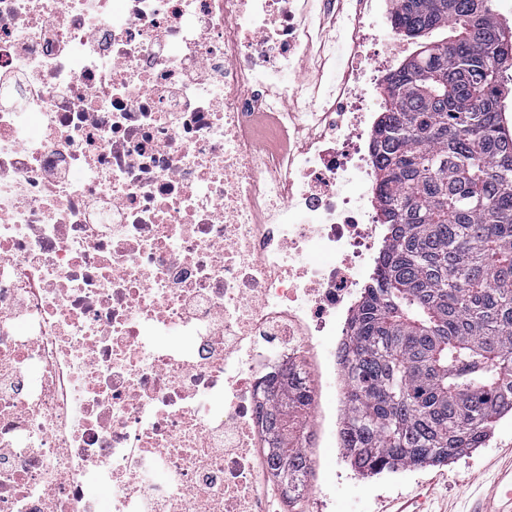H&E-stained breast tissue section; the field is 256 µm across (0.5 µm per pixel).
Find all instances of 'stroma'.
Returning <instances> with one entry per match:
<instances>
[{"label": "stroma", "mask_w": 512, "mask_h": 512, "mask_svg": "<svg viewBox=\"0 0 512 512\" xmlns=\"http://www.w3.org/2000/svg\"><path fill=\"white\" fill-rule=\"evenodd\" d=\"M511 455L509 414L493 425L479 448L445 465L363 476L351 468L342 449L318 448L309 479L330 497V512H399L404 500L416 497L423 500L417 512H470Z\"/></svg>", "instance_id": "stroma-1"}]
</instances>
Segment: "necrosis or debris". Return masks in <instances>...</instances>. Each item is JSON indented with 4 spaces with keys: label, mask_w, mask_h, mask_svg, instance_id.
<instances>
[{
    "label": "necrosis or debris",
    "mask_w": 512,
    "mask_h": 512,
    "mask_svg": "<svg viewBox=\"0 0 512 512\" xmlns=\"http://www.w3.org/2000/svg\"><path fill=\"white\" fill-rule=\"evenodd\" d=\"M379 40L374 0H0V512H275L286 367L343 447Z\"/></svg>",
    "instance_id": "1"
}]
</instances>
